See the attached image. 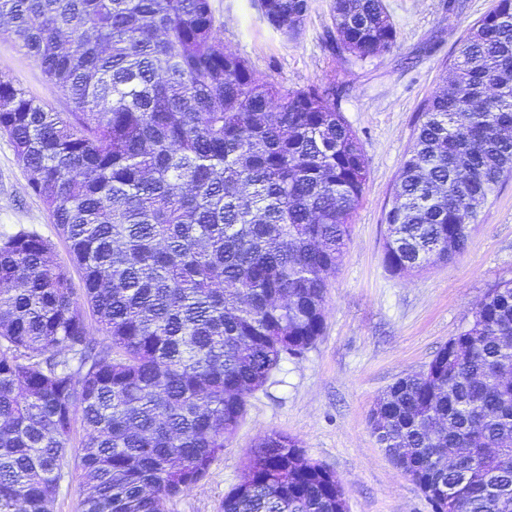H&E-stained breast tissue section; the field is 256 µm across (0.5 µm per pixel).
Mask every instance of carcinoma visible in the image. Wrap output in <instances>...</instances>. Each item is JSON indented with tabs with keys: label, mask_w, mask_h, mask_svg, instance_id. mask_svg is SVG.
Listing matches in <instances>:
<instances>
[{
	"label": "carcinoma",
	"mask_w": 512,
	"mask_h": 512,
	"mask_svg": "<svg viewBox=\"0 0 512 512\" xmlns=\"http://www.w3.org/2000/svg\"><path fill=\"white\" fill-rule=\"evenodd\" d=\"M259 3L285 34L309 11ZM0 16L74 104L52 111L0 79V134L84 298L48 239H0V512H52L72 462L79 512H167L282 359L322 336L327 274L365 192L361 143L336 87H285L224 50L210 0H0ZM332 17L330 49L357 61L397 40L384 0H332ZM422 117L384 217L395 275L463 252L512 177V0L470 28ZM369 425L441 512H512L511 280L387 388ZM446 448L478 458L465 483ZM346 509L336 476L279 433L224 496V512Z\"/></svg>",
	"instance_id": "cac0c4a2"
}]
</instances>
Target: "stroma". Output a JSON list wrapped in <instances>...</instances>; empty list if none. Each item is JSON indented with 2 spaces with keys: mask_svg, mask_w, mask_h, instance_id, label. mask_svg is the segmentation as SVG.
I'll list each match as a JSON object with an SVG mask.
<instances>
[{
  "mask_svg": "<svg viewBox=\"0 0 512 512\" xmlns=\"http://www.w3.org/2000/svg\"><path fill=\"white\" fill-rule=\"evenodd\" d=\"M396 44L363 62L331 51L332 0H310L297 34L263 16L257 0H210L217 35L260 75L289 87L335 86L340 112L357 134L367 182L342 261L328 279L325 327L316 344L285 357L206 477L170 501L168 512H224V496L242 476L258 439H298L312 461L341 481L349 512H432L421 491L389 460L368 414L399 377L425 368L472 319L490 288L512 280V179L482 209L467 249L451 262L402 277L384 263L388 209L396 180L422 121V107L441 85L461 40L494 0H385ZM0 77L58 112L72 102L48 81L24 49L0 34ZM29 173L0 135V238L33 230L69 264L68 247Z\"/></svg>",
  "mask_w": 512,
  "mask_h": 512,
  "instance_id": "1",
  "label": "stroma"
}]
</instances>
